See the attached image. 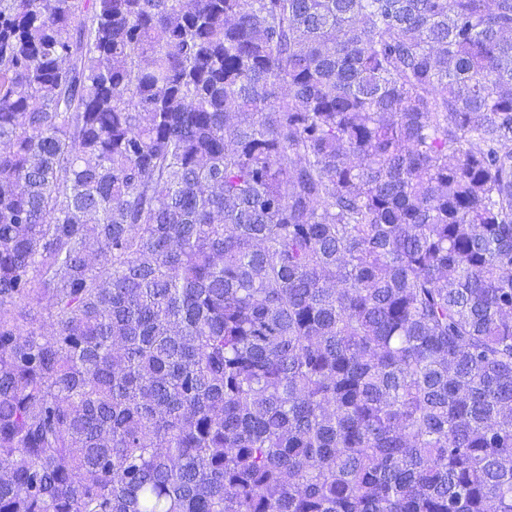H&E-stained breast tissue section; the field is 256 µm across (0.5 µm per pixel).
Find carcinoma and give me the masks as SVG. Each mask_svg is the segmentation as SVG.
Instances as JSON below:
<instances>
[{
	"label": "carcinoma",
	"mask_w": 512,
	"mask_h": 512,
	"mask_svg": "<svg viewBox=\"0 0 512 512\" xmlns=\"http://www.w3.org/2000/svg\"><path fill=\"white\" fill-rule=\"evenodd\" d=\"M0 512H512V0H0Z\"/></svg>",
	"instance_id": "cac0c4a2"
}]
</instances>
